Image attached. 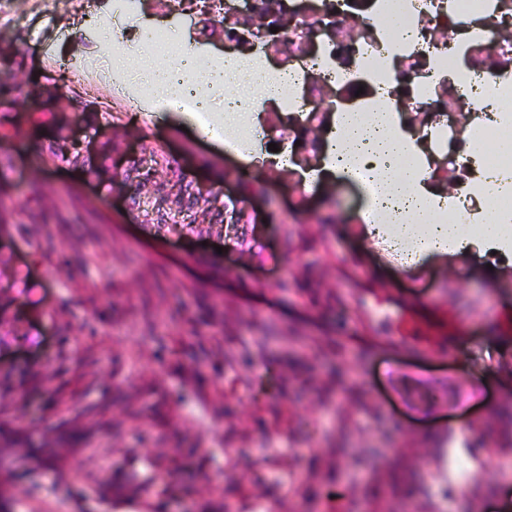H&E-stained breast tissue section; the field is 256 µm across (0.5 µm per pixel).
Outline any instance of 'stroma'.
Wrapping results in <instances>:
<instances>
[{"label": "stroma", "mask_w": 512, "mask_h": 512, "mask_svg": "<svg viewBox=\"0 0 512 512\" xmlns=\"http://www.w3.org/2000/svg\"><path fill=\"white\" fill-rule=\"evenodd\" d=\"M19 6L0 75V512L512 500V261L405 272L360 225L288 223L287 175L225 183L239 158L141 109L82 10ZM60 112L82 117L78 158L57 151ZM241 192L256 213L234 223ZM384 317L410 334L386 341Z\"/></svg>", "instance_id": "35a3bbf8"}]
</instances>
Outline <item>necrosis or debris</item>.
I'll return each instance as SVG.
<instances>
[{"label":"necrosis or debris","instance_id":"obj_1","mask_svg":"<svg viewBox=\"0 0 512 512\" xmlns=\"http://www.w3.org/2000/svg\"><path fill=\"white\" fill-rule=\"evenodd\" d=\"M171 10L207 15L231 56L255 75L248 88L264 111L279 86L274 119L209 135L253 157L260 174L285 171L295 203L289 222L312 217L311 194L330 176V146L344 113L386 106L413 152L428 157L426 185L445 199L444 216L461 234L476 218L498 224L512 214L478 177L490 137L480 118L501 100L498 129L512 133V0H421L408 15L410 42L388 46L387 0H168ZM277 151H270V144Z\"/></svg>","mask_w":512,"mask_h":512}]
</instances>
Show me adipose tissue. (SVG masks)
<instances>
[{
	"label": "adipose tissue",
	"mask_w": 512,
	"mask_h": 512,
	"mask_svg": "<svg viewBox=\"0 0 512 512\" xmlns=\"http://www.w3.org/2000/svg\"><path fill=\"white\" fill-rule=\"evenodd\" d=\"M198 55L195 49L170 56L158 52L145 60L136 53L108 50L102 63L106 69L123 72L146 85L158 111H178L181 90L187 86L194 89L205 111L216 113L225 125L240 124L251 107L250 99L238 91L244 78L242 65L231 60L206 69L198 64ZM366 156L397 163L396 175L389 179L384 199L366 203L367 210L380 218L379 223L365 227L372 240L390 250L412 248L421 258L512 248V230L507 225L481 224L465 237L453 222H437L432 195L409 157L407 139L395 130L390 112L373 113L368 123L348 117L336 141L333 168L339 173L350 170L355 161Z\"/></svg>",
	"instance_id": "1"
}]
</instances>
